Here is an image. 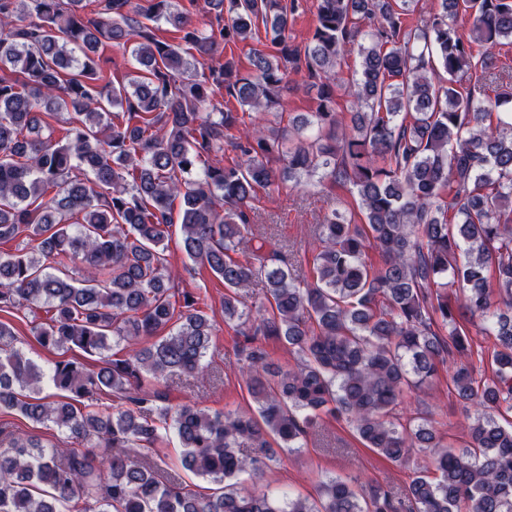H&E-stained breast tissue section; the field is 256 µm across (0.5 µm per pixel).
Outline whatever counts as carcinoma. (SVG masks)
<instances>
[{
    "label": "carcinoma",
    "instance_id": "carcinoma-1",
    "mask_svg": "<svg viewBox=\"0 0 512 512\" xmlns=\"http://www.w3.org/2000/svg\"><path fill=\"white\" fill-rule=\"evenodd\" d=\"M414 0H317L311 39L289 19L299 0H204L209 29L174 0H0V312L41 309L42 347L102 356L89 369L57 361L44 371L0 321V409L68 432L75 448L27 433L0 446V512H512V86L478 101L463 77L486 72L492 49L512 43V0H440L406 25ZM181 33L162 41L155 26ZM266 43L209 65L222 45ZM358 68L340 84L347 46ZM485 47L474 60L472 43ZM107 43L139 64L124 84L102 80ZM305 69L315 111L282 125L288 65ZM349 98V121L336 112ZM235 100L250 124L225 107ZM67 112L61 139L46 121ZM236 152L229 165L202 158ZM321 175L350 193L316 225L318 246L297 278L288 250L255 232L260 189ZM182 248L224 283V316L253 321L239 355L252 413L173 406L160 379H209L213 323L198 300H176L166 255L174 202ZM242 254V258L235 254ZM70 260L79 277L60 268ZM256 284L265 302L238 313ZM459 285L461 296L447 288ZM469 317L494 337L495 377L475 376ZM299 360L276 366L261 339ZM126 355L109 358L110 340ZM454 362L463 406L482 408L466 440L442 444L432 419H402L404 397ZM68 401L40 396L44 380ZM112 397L103 411L84 401ZM323 415L342 416L363 446L393 463L438 448L435 477L415 473L407 501L381 487L329 476L319 498L246 492L298 448ZM182 466L221 484L198 495L149 459L169 432Z\"/></svg>",
    "mask_w": 512,
    "mask_h": 512
}]
</instances>
